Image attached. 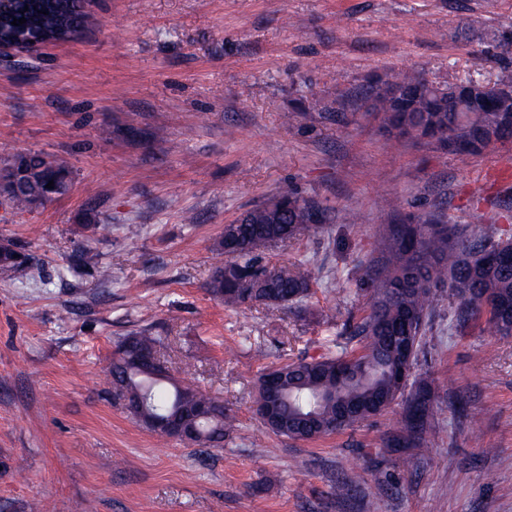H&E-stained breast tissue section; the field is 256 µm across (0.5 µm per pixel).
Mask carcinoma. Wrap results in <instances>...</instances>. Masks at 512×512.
<instances>
[{"instance_id": "obj_1", "label": "carcinoma", "mask_w": 512, "mask_h": 512, "mask_svg": "<svg viewBox=\"0 0 512 512\" xmlns=\"http://www.w3.org/2000/svg\"><path fill=\"white\" fill-rule=\"evenodd\" d=\"M85 16L84 0H22L15 12L0 16V38L11 42L25 34L66 40L85 26ZM19 18L26 23L12 24ZM460 86L475 89V98L457 97ZM508 90L512 92L509 72L493 82L469 78L439 86L412 71L387 74L368 84L360 102L382 128H403L406 137L433 141L463 159L483 152L493 139L512 141ZM0 177L12 191L13 206L25 210L63 193L69 170L62 161L26 153L1 168ZM51 181L54 188L49 189ZM273 200L274 208L248 210L243 223L224 225L218 252L226 259L212 269L206 288L228 307L286 308L310 291L311 275L299 265L268 269L262 286L250 272L262 243L297 240L326 221L325 210L294 189H282ZM364 276L370 287L369 308L354 327L362 350L287 360L274 367L285 374L287 391L268 426L274 434L302 441L330 436L369 419L370 412L380 415L377 406L384 401L399 402L400 427L390 443L424 447L432 436L434 388L424 381L404 384L399 373L404 370L411 377L439 288L448 289L465 315L484 316L495 333L512 335V241L484 244L436 209L387 225L380 258L365 263ZM161 344V337L145 330L124 337L108 369L111 389L140 402L128 415L152 432H158L161 419L190 414L203 436L197 445L223 442L232 421L223 404L192 385H175L170 391L159 388L168 379L167 368L153 372L142 362L144 355L158 354Z\"/></svg>"}]
</instances>
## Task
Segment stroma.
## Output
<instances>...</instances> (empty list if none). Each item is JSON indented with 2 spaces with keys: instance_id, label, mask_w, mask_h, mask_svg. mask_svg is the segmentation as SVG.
<instances>
[{
  "instance_id": "35a3bbf8",
  "label": "stroma",
  "mask_w": 512,
  "mask_h": 512,
  "mask_svg": "<svg viewBox=\"0 0 512 512\" xmlns=\"http://www.w3.org/2000/svg\"><path fill=\"white\" fill-rule=\"evenodd\" d=\"M91 11L71 40L0 51V167L36 152L69 170L50 202L0 204V240L28 258L0 273V512H512V336L462 318L447 289L413 369L435 386L439 440L385 447L397 405L310 441L254 411L265 369L358 348L362 265L387 225L438 202L451 223L512 237V141L463 162L389 139L358 107L376 75L512 71V0ZM286 185L330 219L261 255L306 267L310 292L287 309L228 308L205 290L224 226ZM87 210L98 227L84 232ZM84 245L92 260L73 266ZM141 329L163 338L176 382L234 416L223 443L159 436L115 403L108 367Z\"/></svg>"
}]
</instances>
